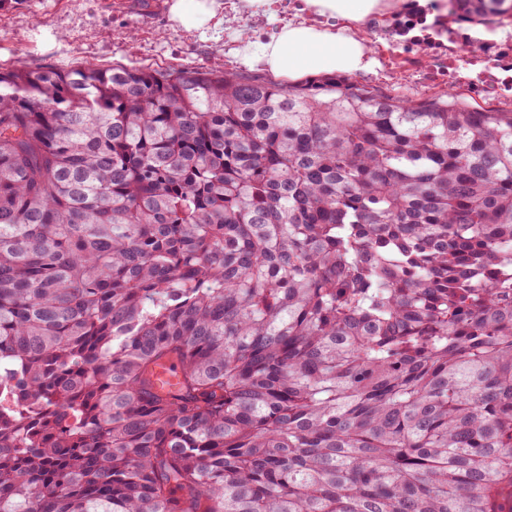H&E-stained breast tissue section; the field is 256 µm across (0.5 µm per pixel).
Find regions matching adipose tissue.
<instances>
[{
    "label": "adipose tissue",
    "mask_w": 512,
    "mask_h": 512,
    "mask_svg": "<svg viewBox=\"0 0 512 512\" xmlns=\"http://www.w3.org/2000/svg\"><path fill=\"white\" fill-rule=\"evenodd\" d=\"M302 18L287 22L265 39L243 34L238 54L280 76L346 74L370 71L376 60L355 28L386 8L384 0H295Z\"/></svg>",
    "instance_id": "obj_1"
}]
</instances>
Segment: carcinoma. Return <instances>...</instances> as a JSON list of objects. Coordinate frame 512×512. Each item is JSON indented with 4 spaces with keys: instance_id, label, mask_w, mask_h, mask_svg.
I'll use <instances>...</instances> for the list:
<instances>
[{
    "instance_id": "carcinoma-1",
    "label": "carcinoma",
    "mask_w": 512,
    "mask_h": 512,
    "mask_svg": "<svg viewBox=\"0 0 512 512\" xmlns=\"http://www.w3.org/2000/svg\"><path fill=\"white\" fill-rule=\"evenodd\" d=\"M0 512H512V110L0 71Z\"/></svg>"
}]
</instances>
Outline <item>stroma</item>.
Segmentation results:
<instances>
[{
  "label": "stroma",
  "instance_id": "35a3bbf8",
  "mask_svg": "<svg viewBox=\"0 0 512 512\" xmlns=\"http://www.w3.org/2000/svg\"><path fill=\"white\" fill-rule=\"evenodd\" d=\"M172 0H25L0 10V67L22 61L31 66H66L92 62L141 68L192 65L212 71L264 77V70L235 55L236 35L248 29L263 38L293 18V0H281L277 14L236 9L237 0H219L229 22L188 30L170 19ZM405 0H392L391 10L367 19L358 33L372 47L376 64L355 75V82L387 95L419 100L455 92L475 106L512 108V85L487 89L485 60L478 46L446 43L423 50L407 44L390 28L392 10ZM53 43H46V36Z\"/></svg>",
  "mask_w": 512,
  "mask_h": 512
}]
</instances>
